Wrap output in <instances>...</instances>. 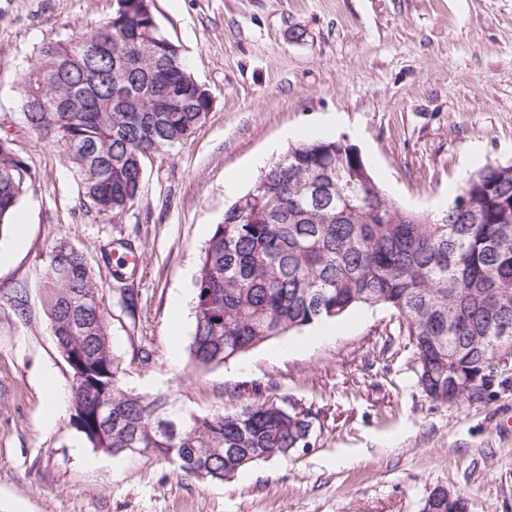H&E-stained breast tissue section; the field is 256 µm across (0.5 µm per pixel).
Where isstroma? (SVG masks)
Instances as JSON below:
<instances>
[{"mask_svg":"<svg viewBox=\"0 0 512 512\" xmlns=\"http://www.w3.org/2000/svg\"><path fill=\"white\" fill-rule=\"evenodd\" d=\"M113 8L0 0V132L39 175L19 203L22 233L0 238V512H420L436 485L462 493L470 512H512V429L503 426L512 362L485 402H432L397 316L376 305L224 365L188 368L202 249L287 151L288 131L348 137L386 194L420 212L447 208L472 171L512 163V0H154L160 28L213 104L185 144L147 162L137 206L114 219L76 210L69 168L22 130L18 108L36 50ZM245 170L249 179L235 182ZM60 237L86 252L104 285L125 387L174 392L202 414L233 409L225 388L253 399L256 386L268 387L311 415L307 445L211 481L177 476L151 455L111 465L83 442L69 407L48 417L45 378L61 398L71 388L38 288ZM18 285L27 288L20 311ZM143 348L157 367L140 365Z\"/></svg>","mask_w":512,"mask_h":512,"instance_id":"obj_1","label":"stroma"}]
</instances>
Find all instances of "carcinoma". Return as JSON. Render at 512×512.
Listing matches in <instances>:
<instances>
[{"instance_id": "obj_1", "label": "carcinoma", "mask_w": 512, "mask_h": 512, "mask_svg": "<svg viewBox=\"0 0 512 512\" xmlns=\"http://www.w3.org/2000/svg\"><path fill=\"white\" fill-rule=\"evenodd\" d=\"M209 91L161 31L153 8L116 0L87 31L44 44L19 89L23 128L62 156L80 210L132 209L146 160L183 144L206 119ZM13 138L0 135V234L37 181ZM42 305L78 377L70 418L102 452L168 459L179 476L222 481L307 443L312 420L254 399L198 414L168 394L121 383V358L94 327L102 285L84 250L64 238L48 254ZM190 364L208 369L272 339L361 307L402 321L433 401L481 403L494 382L490 337L512 323V163L483 166L441 217L389 199L341 138L296 142L234 202L202 249L194 282Z\"/></svg>"}]
</instances>
